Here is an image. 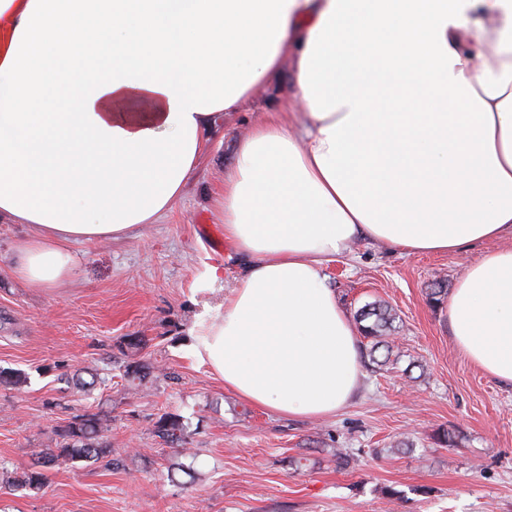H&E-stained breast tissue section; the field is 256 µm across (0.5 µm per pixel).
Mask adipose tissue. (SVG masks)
I'll return each mask as SVG.
<instances>
[{
    "mask_svg": "<svg viewBox=\"0 0 512 512\" xmlns=\"http://www.w3.org/2000/svg\"><path fill=\"white\" fill-rule=\"evenodd\" d=\"M295 74L218 199L246 258L195 355L244 401L326 417L361 377L325 262L357 240L453 252L512 235V0H0V223L33 288L69 246L162 219L222 113ZM457 347L512 384V248L448 301Z\"/></svg>",
    "mask_w": 512,
    "mask_h": 512,
    "instance_id": "obj_1",
    "label": "adipose tissue"
}]
</instances>
